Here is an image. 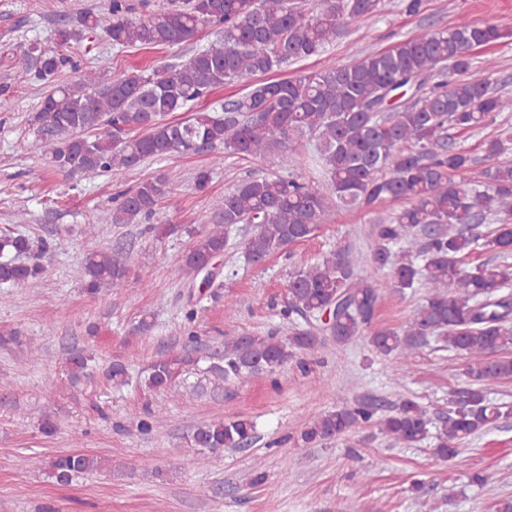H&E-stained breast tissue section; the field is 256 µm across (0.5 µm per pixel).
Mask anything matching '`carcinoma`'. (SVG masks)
<instances>
[{"label":"carcinoma","instance_id":"cac0c4a2","mask_svg":"<svg viewBox=\"0 0 512 512\" xmlns=\"http://www.w3.org/2000/svg\"><path fill=\"white\" fill-rule=\"evenodd\" d=\"M384 0H186L183 6L131 18L128 0H108L102 13H79L58 29V49L24 50L17 80L43 81L51 90L33 123L41 132L39 149L53 168L64 172L115 173L174 155L214 153L264 159L285 149L302 163L307 136L319 141L325 186L316 189L300 176L258 175L224 192L218 220L191 231L184 256L190 272L206 267L228 247V227L254 225L244 243L248 261H260L288 243L315 236L333 208L371 213L401 203L374 225L370 260L390 268L387 282L360 277L359 254L329 252L296 270L288 280L284 314L319 319L333 311L329 332L338 342L365 335L389 368L406 371L428 338L444 342L466 359L467 386L450 401L448 415L432 448L435 458L458 457L476 435L499 427L512 406L489 398L492 387L512 378V130L481 142L483 158L455 146L454 137L481 130L496 114L512 112V96L499 92L492 76L474 65V51L512 33L492 23L462 19L423 35L405 37L385 51H370L353 62L316 72L268 79L266 75L322 54L344 29L377 14ZM216 38L185 61L150 72L128 70L104 78L82 69L69 52L73 42L104 31L117 48H167L194 40L205 29ZM71 69L79 76L58 81ZM254 82L240 97L221 104L222 116L195 109L213 90L238 79ZM183 112L169 122L165 116ZM490 162L480 178L470 177ZM167 175L147 178L121 194L112 209L114 224L151 220L170 192ZM490 226L486 232L484 226ZM502 255L500 261L464 271L480 241ZM31 251L29 240L6 230L0 234V284L22 287L39 278L42 267L17 258ZM133 257L127 252L88 253L74 276L92 291L126 286ZM423 284L425 304L400 330L371 327L385 289L398 293ZM309 328L286 338L224 336V374L273 372L292 350L314 345ZM192 362L188 355L151 365L145 384L170 389ZM376 410L356 402L328 411L306 424L301 440L333 439L374 421ZM432 420L419 403L402 401L377 420L392 440L412 445L430 435ZM255 438L245 418L219 419L196 426L189 444L210 452L245 448ZM103 459L74 453L51 460L49 476L59 484L93 473Z\"/></svg>","mask_w":512,"mask_h":512}]
</instances>
